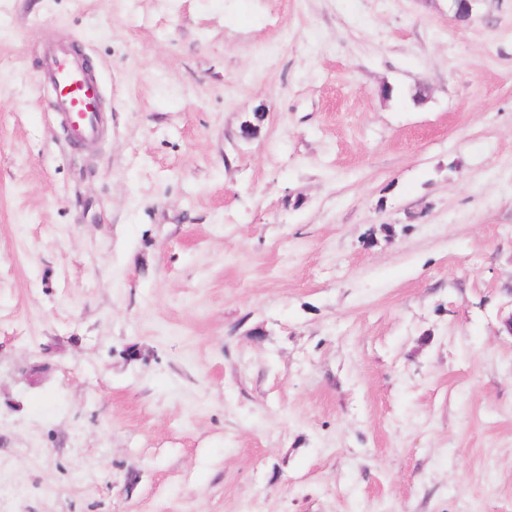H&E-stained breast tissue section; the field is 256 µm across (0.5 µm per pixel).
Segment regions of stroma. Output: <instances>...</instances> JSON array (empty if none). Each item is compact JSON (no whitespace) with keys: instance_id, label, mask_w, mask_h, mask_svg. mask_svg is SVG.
<instances>
[{"instance_id":"35a3bbf8","label":"stroma","mask_w":512,"mask_h":512,"mask_svg":"<svg viewBox=\"0 0 512 512\" xmlns=\"http://www.w3.org/2000/svg\"><path fill=\"white\" fill-rule=\"evenodd\" d=\"M511 316L512 0H0V512H512ZM48 75L54 90V108L68 126L71 142L94 138L99 132V99L101 86L89 77L90 66L81 68L66 47L46 50Z\"/></svg>"}]
</instances>
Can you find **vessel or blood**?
Segmentation results:
<instances>
[{"label":"vessel or blood","instance_id":"b4317fda","mask_svg":"<svg viewBox=\"0 0 512 512\" xmlns=\"http://www.w3.org/2000/svg\"><path fill=\"white\" fill-rule=\"evenodd\" d=\"M54 108L68 126L72 142L94 138L99 132L101 86L81 68L65 47L46 51Z\"/></svg>","mask_w":512,"mask_h":512}]
</instances>
